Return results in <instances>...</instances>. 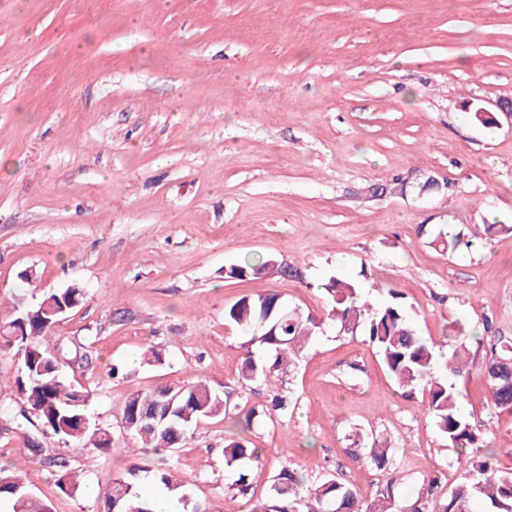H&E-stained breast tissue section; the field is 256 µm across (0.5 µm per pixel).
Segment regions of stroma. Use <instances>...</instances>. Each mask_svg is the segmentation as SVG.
<instances>
[{"label":"stroma","instance_id":"obj_1","mask_svg":"<svg viewBox=\"0 0 512 512\" xmlns=\"http://www.w3.org/2000/svg\"><path fill=\"white\" fill-rule=\"evenodd\" d=\"M510 96L512 0H0V297L33 304L82 288L54 337L87 350L89 366L65 374L94 388L91 410L114 437L74 497L52 466L33 465L36 495L54 512H103L129 464L165 467L120 431L123 405L196 374L230 395L226 416L200 422L178 452L210 512H250L286 466L373 499L388 476L350 451L380 438L396 495L417 497L435 477L437 508L461 480L456 451L367 336L328 320L320 285L333 275L400 291L427 340L456 319L483 331L463 410L512 469V413L487 404L481 374L496 339L512 341V235L493 230L512 225V124L473 118ZM433 228L471 244L442 253ZM270 256L288 273L225 274ZM257 292L320 327L294 365L244 389L246 336L224 309ZM150 345L162 363L141 361ZM115 364L122 376L93 386ZM15 376L0 350V407L12 411L0 417V464L35 439L85 464L83 444L30 423ZM277 393L288 410L267 417ZM237 435L259 451L246 498L224 469Z\"/></svg>","mask_w":512,"mask_h":512}]
</instances>
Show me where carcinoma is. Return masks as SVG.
Here are the masks:
<instances>
[{"label":"carcinoma","mask_w":512,"mask_h":512,"mask_svg":"<svg viewBox=\"0 0 512 512\" xmlns=\"http://www.w3.org/2000/svg\"><path fill=\"white\" fill-rule=\"evenodd\" d=\"M461 233L438 231L433 243L443 252L453 253L463 243ZM277 261L269 257L259 261L247 259L230 267L227 275L236 278H260L275 270ZM321 289L328 297L330 319L339 331L368 336L376 347L387 371L399 386L411 394L420 389L426 396L428 413L435 421L446 445L465 456L470 448H481L485 431L473 425L462 412L464 391L459 379L470 374L469 350L465 338L480 343L478 333L461 323L449 324L446 342L452 346L445 373L435 372L434 346L416 334L402 294L388 290V298L379 304L368 299L363 283L357 279L332 276ZM82 298V289L71 286L49 293L35 306H26L21 295L7 312H0V347L16 348L15 389L25 410L37 421L42 431L50 432L63 442L78 441L90 448L92 457L112 451V434L96 423L91 413V389L75 386L63 370L69 359L53 342V329ZM282 298L271 292L246 295L224 309V318L241 327L249 335L245 342L240 378L246 383L268 381V378L293 363V357L305 348L316 328V320L297 311L286 312ZM259 345L270 353L258 362L252 351ZM489 387L491 407L501 412L512 409V345L492 353L482 366ZM174 401L172 413L151 426L138 421L141 413L152 408L166 412L167 402ZM226 413L224 394L197 378L176 387H164L150 394L136 393L127 397L122 412V429L139 438L155 451L173 452L188 445L189 433L198 422ZM370 461L379 469L389 466L388 448L374 445L368 452ZM257 457L256 449L244 441L231 438L224 445V468L238 473L234 481L237 491H248L245 475L240 473L246 461ZM58 487L74 496L80 483L73 467L64 457L55 460ZM150 477L163 492L185 502L186 482L178 475V467L153 470L146 463L131 464L124 474L114 479L105 493L106 512H153L141 493V482ZM398 478L391 473L384 490L366 501L348 483L328 475L309 492L311 506L301 509L304 479L296 472L282 469L270 485L268 497L254 506L252 512H428L426 501L419 496L404 506L397 504L393 492ZM10 512H50L35 496L28 481V464L0 468V504ZM512 512V470L500 469L488 461L472 466L463 481L442 503L438 512Z\"/></svg>","instance_id":"1"}]
</instances>
